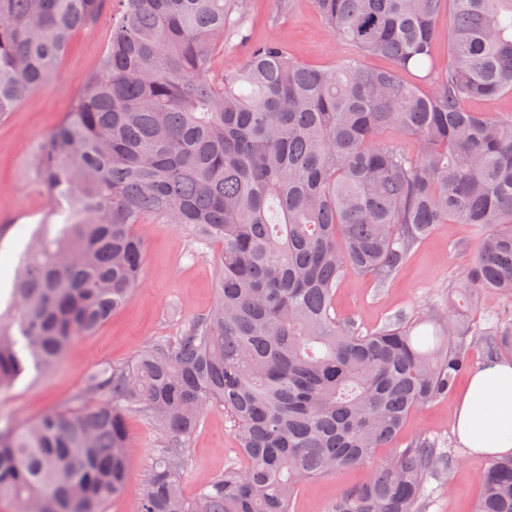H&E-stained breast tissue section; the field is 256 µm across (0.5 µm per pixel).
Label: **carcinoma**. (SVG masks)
Listing matches in <instances>:
<instances>
[{"instance_id":"carcinoma-1","label":"carcinoma","mask_w":512,"mask_h":512,"mask_svg":"<svg viewBox=\"0 0 512 512\" xmlns=\"http://www.w3.org/2000/svg\"><path fill=\"white\" fill-rule=\"evenodd\" d=\"M106 2L0 0V120L54 80ZM120 2L98 71L33 160L61 221L31 242L0 312V390L54 369L126 303L150 218L220 246L216 298L132 368L90 374L86 392L108 400L0 424V503L104 512L139 409L164 443L136 512H291L301 486L362 464L368 481L325 512H423L455 456L426 442L376 456L469 369L472 303L512 300V113L467 107L512 96V0H313L348 54L317 67L264 42L231 70L214 57L242 34L239 0ZM437 224L478 238L448 303L365 335L331 316L348 272L392 277ZM496 318L480 339L490 360L512 353V307ZM214 404L246 465L188 497L187 441ZM473 512H512V457L486 464Z\"/></svg>"}]
</instances>
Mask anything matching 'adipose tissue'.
<instances>
[{
    "label": "adipose tissue",
    "instance_id": "obj_1",
    "mask_svg": "<svg viewBox=\"0 0 512 512\" xmlns=\"http://www.w3.org/2000/svg\"><path fill=\"white\" fill-rule=\"evenodd\" d=\"M460 443L477 458L512 455V359L483 365L453 410Z\"/></svg>",
    "mask_w": 512,
    "mask_h": 512
}]
</instances>
